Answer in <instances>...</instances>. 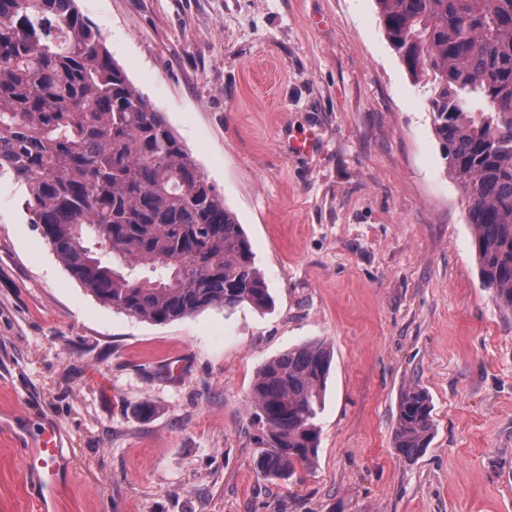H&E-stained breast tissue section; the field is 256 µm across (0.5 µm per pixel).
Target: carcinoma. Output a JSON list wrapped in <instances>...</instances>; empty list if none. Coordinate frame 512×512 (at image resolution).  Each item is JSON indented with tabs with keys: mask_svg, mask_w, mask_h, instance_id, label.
<instances>
[{
	"mask_svg": "<svg viewBox=\"0 0 512 512\" xmlns=\"http://www.w3.org/2000/svg\"><path fill=\"white\" fill-rule=\"evenodd\" d=\"M427 93L447 169L468 204L480 275L512 315V0H376ZM114 61L75 0H0V175L29 223L99 300L165 323L272 298L240 224L165 117ZM332 351L297 346L250 388L264 476L313 463ZM428 392L400 396L395 450L433 436Z\"/></svg>",
	"mask_w": 512,
	"mask_h": 512,
	"instance_id": "carcinoma-1",
	"label": "carcinoma"
}]
</instances>
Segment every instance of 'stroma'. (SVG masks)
Masks as SVG:
<instances>
[{
	"mask_svg": "<svg viewBox=\"0 0 512 512\" xmlns=\"http://www.w3.org/2000/svg\"><path fill=\"white\" fill-rule=\"evenodd\" d=\"M76 5L223 196L273 303L127 316L1 178L0 512H512V317L375 0ZM314 342L333 352L315 462L264 477L251 384ZM412 383L435 430L409 463ZM46 424L73 457L54 501L19 457ZM428 392L411 384L400 396L395 432V450L406 462H413L426 448L433 436L434 419Z\"/></svg>",
	"mask_w": 512,
	"mask_h": 512,
	"instance_id": "stroma-1",
	"label": "stroma"
}]
</instances>
